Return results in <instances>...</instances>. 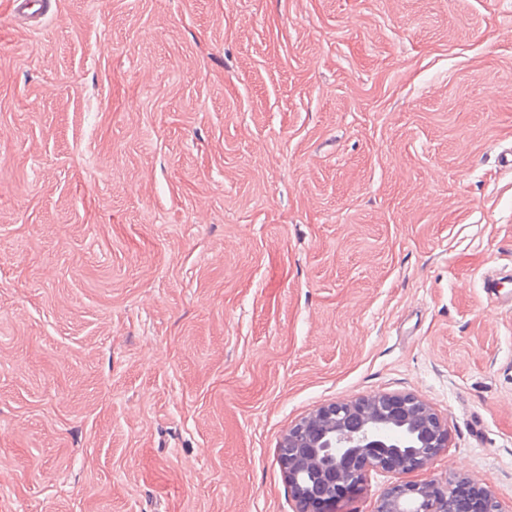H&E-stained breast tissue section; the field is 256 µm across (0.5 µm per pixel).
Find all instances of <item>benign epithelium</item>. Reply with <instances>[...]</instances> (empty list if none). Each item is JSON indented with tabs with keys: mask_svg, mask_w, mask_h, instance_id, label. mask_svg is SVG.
I'll return each instance as SVG.
<instances>
[{
	"mask_svg": "<svg viewBox=\"0 0 512 512\" xmlns=\"http://www.w3.org/2000/svg\"><path fill=\"white\" fill-rule=\"evenodd\" d=\"M448 446L445 421L411 393H380L323 404L284 433L278 456L296 512H335L343 490L370 470L409 474ZM457 483L400 481L375 512H458ZM483 512H505L495 490L474 485Z\"/></svg>",
	"mask_w": 512,
	"mask_h": 512,
	"instance_id": "obj_1",
	"label": "benign epithelium"
}]
</instances>
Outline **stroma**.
<instances>
[{
    "instance_id": "obj_1",
    "label": "stroma",
    "mask_w": 512,
    "mask_h": 512,
    "mask_svg": "<svg viewBox=\"0 0 512 512\" xmlns=\"http://www.w3.org/2000/svg\"><path fill=\"white\" fill-rule=\"evenodd\" d=\"M488 273L512 0H0V512H295L282 435L385 392L512 512ZM14 14L30 23H39L44 16L45 0H13Z\"/></svg>"
}]
</instances>
